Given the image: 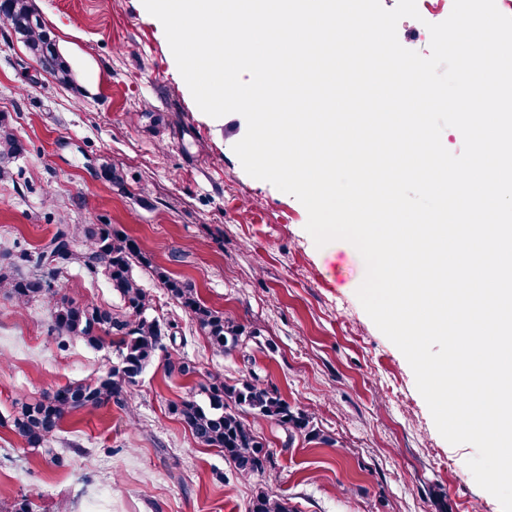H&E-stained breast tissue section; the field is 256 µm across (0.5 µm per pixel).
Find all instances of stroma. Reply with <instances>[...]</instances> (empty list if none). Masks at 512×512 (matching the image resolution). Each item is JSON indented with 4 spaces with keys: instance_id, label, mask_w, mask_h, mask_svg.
Listing matches in <instances>:
<instances>
[{
    "instance_id": "stroma-1",
    "label": "stroma",
    "mask_w": 512,
    "mask_h": 512,
    "mask_svg": "<svg viewBox=\"0 0 512 512\" xmlns=\"http://www.w3.org/2000/svg\"><path fill=\"white\" fill-rule=\"evenodd\" d=\"M34 3L74 80L63 85L42 71L0 23V115L28 145L21 178L0 181V243L38 248L62 218L113 224L152 261L134 273L156 316L177 327L169 352L229 384L252 373L271 381L325 440L257 421L276 468L241 477L169 413L198 376L167 375L160 356L128 408L65 420L53 443L63 465L0 426V512L25 497L32 512H248L261 487L294 512H502L466 465L474 447L439 434L406 358L359 302L366 266L357 249L344 240L317 247L304 206L244 171L233 147L245 119L198 108L142 0ZM106 162L120 168L121 184L100 178ZM245 198L259 205L243 220ZM156 265L256 332L245 354L215 351L161 287ZM54 290L121 305L105 280L76 267ZM50 309L45 300L18 306L0 291L1 417L117 361L112 345L59 338Z\"/></svg>"
}]
</instances>
